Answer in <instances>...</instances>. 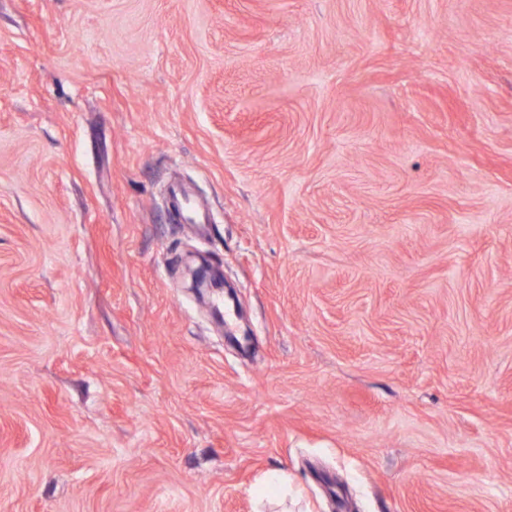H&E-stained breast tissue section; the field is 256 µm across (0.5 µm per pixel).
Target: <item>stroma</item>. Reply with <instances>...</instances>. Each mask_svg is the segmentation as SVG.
I'll return each mask as SVG.
<instances>
[{
    "label": "stroma",
    "mask_w": 512,
    "mask_h": 512,
    "mask_svg": "<svg viewBox=\"0 0 512 512\" xmlns=\"http://www.w3.org/2000/svg\"><path fill=\"white\" fill-rule=\"evenodd\" d=\"M273 469L512 512V0H0V512Z\"/></svg>",
    "instance_id": "stroma-1"
}]
</instances>
